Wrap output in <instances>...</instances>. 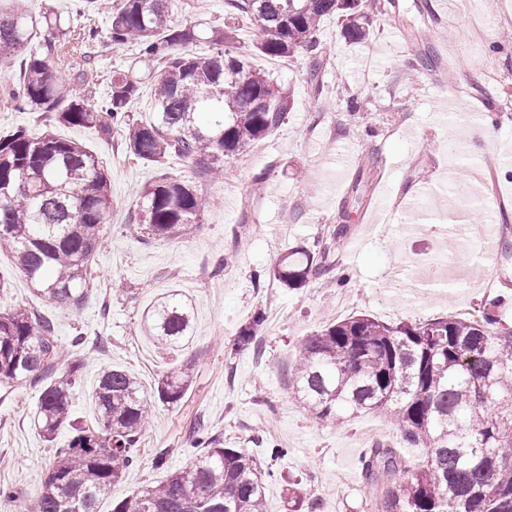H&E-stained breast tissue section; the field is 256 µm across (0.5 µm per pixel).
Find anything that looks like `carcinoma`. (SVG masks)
<instances>
[{
  "label": "carcinoma",
  "mask_w": 512,
  "mask_h": 512,
  "mask_svg": "<svg viewBox=\"0 0 512 512\" xmlns=\"http://www.w3.org/2000/svg\"><path fill=\"white\" fill-rule=\"evenodd\" d=\"M235 14L254 21L256 52L271 58L302 51L308 83L322 93L321 21L345 18L344 37L361 40L380 5L365 0H225ZM177 0H115L110 38L133 41L158 66L148 73L155 112L134 119L129 109L141 79L129 70L112 79V94L92 107L71 93L52 58L69 25L59 14L37 19L20 0L0 9V65L23 57L19 106L51 115L61 124L90 126L104 135L124 132L127 152L162 164L194 159L216 174L224 157L241 155L279 128L285 101L270 76L225 45L219 29L165 25ZM203 40L206 56L177 48ZM136 224L154 239H178L196 223L204 201L184 182L163 175L139 191ZM110 207L107 175L82 144L51 131L23 129L0 137V252L34 292L52 304L79 308L93 279V263L105 240ZM340 224L317 250L282 256L270 278L301 288L328 274ZM490 303L478 318L457 315L425 322L385 323L368 315L332 321L298 346L293 392L316 418L333 422L383 413L399 442L423 446L428 461L413 464L398 447L376 442L361 460L366 487L381 512H512V328ZM193 308L172 293L146 314V332L158 344L179 348L192 328ZM81 362L66 357L52 320L27 307H0V386L43 385L37 426L55 444L41 479L34 512H97L136 462L135 448L153 405H174L190 376L173 371L148 393L131 374L102 371L94 390L95 424L71 416L70 395ZM244 448L210 442L190 466L112 504V512H266V478ZM292 512H315L304 490L291 496Z\"/></svg>",
  "instance_id": "carcinoma-1"
}]
</instances>
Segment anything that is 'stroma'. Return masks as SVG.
<instances>
[{"label":"stroma","mask_w":512,"mask_h":512,"mask_svg":"<svg viewBox=\"0 0 512 512\" xmlns=\"http://www.w3.org/2000/svg\"><path fill=\"white\" fill-rule=\"evenodd\" d=\"M368 36L342 38L336 17L317 33L324 47L321 96H312L303 53L268 65L255 54L254 24L231 15L224 0H180L168 25L221 29L239 53L280 86L287 105L280 128L245 155L224 159V177L214 180L201 165L173 159L163 165L129 157L121 132L101 135L91 127L63 126L40 112H22L13 99L23 69L21 58L0 68V133L23 126L53 130L83 143L102 160L110 182L107 243L95 257L93 283L80 308L36 297L9 257H0L8 286L0 306L26 305L50 317L57 336L70 344L75 331L89 357L73 390L72 416L92 420V393L99 370L114 367L146 387L174 368H188L192 384L175 405L156 404L136 449L137 463L102 501L115 500L165 480L187 467L196 449L193 429L204 423L210 438L227 448L247 449L273 475L267 481L268 512H288V486L304 487L320 512H371L359 460L374 442H396L397 430L379 413L336 422L316 420L294 398V362L299 342L331 319L366 314L387 323L424 322L481 310L493 295L496 313L512 324V256L491 258L460 253L447 238L448 223L512 225V166L498 149L512 148V0H382ZM33 16L49 11L69 18L72 33L61 43L54 67L74 93L85 86L97 99L111 91L112 73L148 61L136 46L115 47L106 9L84 0H28ZM375 65L369 81L358 78L365 57ZM362 109L352 112L351 99ZM466 139L469 154L487 157L479 185L485 206L463 211L413 206L416 185L440 182L451 161L450 148ZM265 173L260 194L249 195L251 180ZM190 184L203 197L199 221L176 241L141 243L127 226L136 211V192L162 174ZM347 236L333 254L329 275L289 290L276 282L254 288L289 248L310 246L336 225ZM415 227L402 237L400 225ZM447 253V272L434 258ZM500 285L491 294L485 275ZM191 302V338L171 354L145 331L147 309L170 293ZM347 296V307L336 305ZM263 315L253 344L241 348V325ZM39 388H0V486L15 488L11 512H32L49 456L35 426ZM286 456L270 459L272 445ZM165 451L156 463L157 451Z\"/></svg>","instance_id":"obj_1"}]
</instances>
